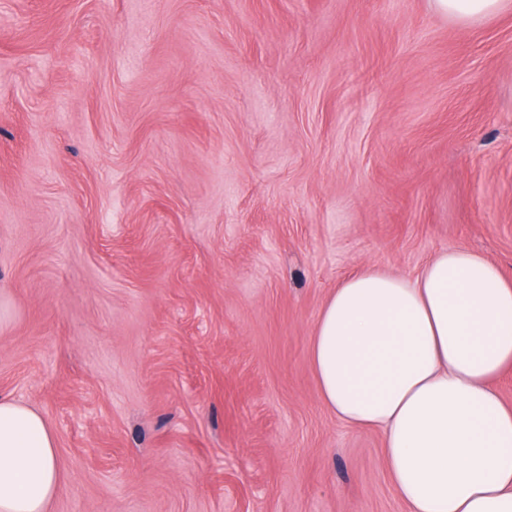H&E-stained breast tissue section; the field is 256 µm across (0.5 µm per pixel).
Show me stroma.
<instances>
[{
	"mask_svg": "<svg viewBox=\"0 0 512 512\" xmlns=\"http://www.w3.org/2000/svg\"><path fill=\"white\" fill-rule=\"evenodd\" d=\"M465 247L512 273V11L0 0V395L47 512H406L321 403V308ZM56 448L40 412L0 396V512H47L59 485Z\"/></svg>",
	"mask_w": 512,
	"mask_h": 512,
	"instance_id": "obj_1",
	"label": "stroma"
}]
</instances>
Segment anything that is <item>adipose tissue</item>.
Masks as SVG:
<instances>
[{"mask_svg":"<svg viewBox=\"0 0 512 512\" xmlns=\"http://www.w3.org/2000/svg\"><path fill=\"white\" fill-rule=\"evenodd\" d=\"M471 24L512 0H429ZM322 404L383 435L406 512H512V407L495 381L512 369V276L469 249L438 252L407 277L376 266L326 300L309 349ZM57 440L33 407L0 396V512H46Z\"/></svg>","mask_w":512,"mask_h":512,"instance_id":"adipose-tissue-1","label":"adipose tissue"}]
</instances>
